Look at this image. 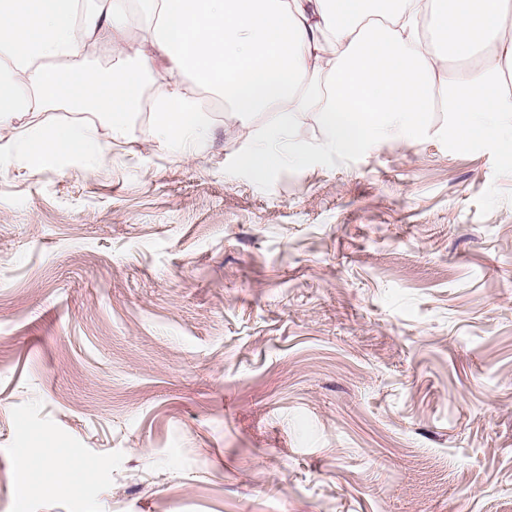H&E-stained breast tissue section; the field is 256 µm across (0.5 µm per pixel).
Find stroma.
Listing matches in <instances>:
<instances>
[{"instance_id": "35a3bbf8", "label": "stroma", "mask_w": 512, "mask_h": 512, "mask_svg": "<svg viewBox=\"0 0 512 512\" xmlns=\"http://www.w3.org/2000/svg\"><path fill=\"white\" fill-rule=\"evenodd\" d=\"M27 166L0 131V512H512V163L451 112L259 175L197 89L187 157ZM24 448L17 458L16 448ZM55 456L75 481L33 475Z\"/></svg>"}]
</instances>
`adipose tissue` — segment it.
Returning <instances> with one entry per match:
<instances>
[{
  "label": "adipose tissue",
  "mask_w": 512,
  "mask_h": 512,
  "mask_svg": "<svg viewBox=\"0 0 512 512\" xmlns=\"http://www.w3.org/2000/svg\"><path fill=\"white\" fill-rule=\"evenodd\" d=\"M135 11L147 28L132 42ZM101 47L137 68L97 76L74 65ZM144 72L161 87L153 133L183 152L210 130L194 88L244 118L272 113L264 146L243 158L258 174L306 161L296 113L318 110L327 148L350 151L420 129L444 86L458 91L449 137L491 134L512 155V0H0V129L100 104L113 139L125 138ZM16 145L35 166L49 155L112 159L85 122L30 127Z\"/></svg>",
  "instance_id": "1"
}]
</instances>
